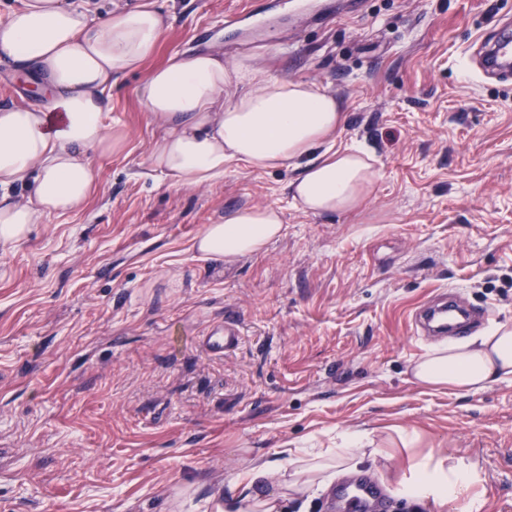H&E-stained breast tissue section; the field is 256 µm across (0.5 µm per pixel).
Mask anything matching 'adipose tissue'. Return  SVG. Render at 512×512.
I'll list each match as a JSON object with an SVG mask.
<instances>
[{
	"instance_id": "1",
	"label": "adipose tissue",
	"mask_w": 512,
	"mask_h": 512,
	"mask_svg": "<svg viewBox=\"0 0 512 512\" xmlns=\"http://www.w3.org/2000/svg\"><path fill=\"white\" fill-rule=\"evenodd\" d=\"M166 27L152 0L99 15L95 0H18L0 20V54L33 77L42 94L36 107L0 106V246L27 238L49 215L79 211L94 182L91 155L123 148V132H110L108 92L112 77L133 72L154 56ZM149 125L160 129L149 161L172 187L195 188L245 161L261 168L288 166L297 176L293 201L315 215L357 208L378 177L359 146L325 152L343 121L341 103L325 88L276 78L250 58L225 64L221 55H177L149 72L142 86ZM24 189L16 198V189ZM279 209L249 206L204 227L198 253L234 260L262 253L282 236ZM417 383L477 392L512 381V326L499 324L479 336L432 345L413 366ZM338 447L319 452L290 448L285 458H253L241 476L247 488L236 512H282L277 495L255 485L297 464L291 491L327 485L353 472L374 440L344 431ZM476 465L447 449H430L397 483L399 496L446 512H482Z\"/></svg>"
}]
</instances>
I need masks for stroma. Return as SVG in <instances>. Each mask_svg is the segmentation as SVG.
<instances>
[{
	"instance_id": "obj_1",
	"label": "stroma",
	"mask_w": 512,
	"mask_h": 512,
	"mask_svg": "<svg viewBox=\"0 0 512 512\" xmlns=\"http://www.w3.org/2000/svg\"><path fill=\"white\" fill-rule=\"evenodd\" d=\"M155 2L170 16L158 50L110 92L127 149L93 155L82 210L0 246V512H219L250 459L332 448L344 429L381 442L360 470L391 512H434L395 493L432 448L475 460L484 512H512V381L433 390L410 370L433 343L414 315L441 294L512 325V81L470 60L512 0ZM249 7L270 10V29L225 26ZM194 51L334 93L337 145H365L379 171L362 205L302 211L288 167L231 162L194 189L152 172L141 87ZM38 103L1 57L0 105ZM254 205L286 225L264 253L194 251L205 225ZM228 312L239 345L210 355L196 338ZM393 426L417 431L415 449L387 443ZM268 489L283 512H336L332 487Z\"/></svg>"
}]
</instances>
